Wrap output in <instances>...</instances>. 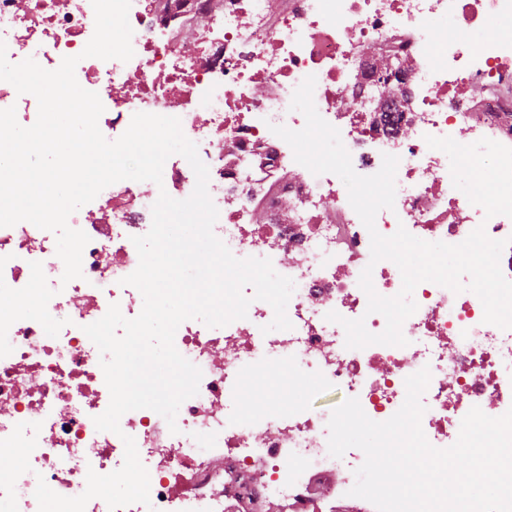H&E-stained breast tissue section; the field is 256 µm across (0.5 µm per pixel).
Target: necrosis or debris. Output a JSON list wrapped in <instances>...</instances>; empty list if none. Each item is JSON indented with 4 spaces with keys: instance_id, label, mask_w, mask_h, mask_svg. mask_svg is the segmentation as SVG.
Wrapping results in <instances>:
<instances>
[{
    "instance_id": "4bbe7bcc",
    "label": "necrosis or debris",
    "mask_w": 512,
    "mask_h": 512,
    "mask_svg": "<svg viewBox=\"0 0 512 512\" xmlns=\"http://www.w3.org/2000/svg\"><path fill=\"white\" fill-rule=\"evenodd\" d=\"M129 61L83 57L95 30L91 0H0V40L10 62L34 59L57 69L78 57L80 86L98 94L99 129L119 138L135 113H175L209 168L219 216L215 235L237 258L270 259L291 278L288 330H270L274 310L254 299L245 319L221 328L190 319L174 343L202 371L171 433L150 409L125 413L120 433L97 430L109 390L100 353L84 328L111 304L139 315L140 292L122 285L138 266L133 237L152 224L160 192L182 200L195 187L187 160L171 156L162 184L116 182L70 215L90 238L80 278L62 282L56 236L23 221L0 227V453L15 466L0 477V512H38L45 480L65 497L81 495L88 471L119 469L123 436L134 438L150 476V504L120 512H376L350 496L362 451H328L331 413L301 403L239 411L242 381L288 374L358 399L366 415L388 420L402 406L405 379L429 368L421 419L437 448L455 443L463 417L512 408V328L484 323L472 292L417 285L416 312L403 324L407 346H345L326 315L364 318L371 333L386 321L368 313L358 281L372 267L374 288L402 286L391 261H370V235L334 174H312L272 128H303L291 110L295 89L315 76L320 116L340 132L354 170L375 174L397 156L393 209L375 220L429 242H463L485 226L512 238V218L486 217L454 188L448 155L426 136L512 147V0H131ZM178 91V110L170 93Z\"/></svg>"
}]
</instances>
